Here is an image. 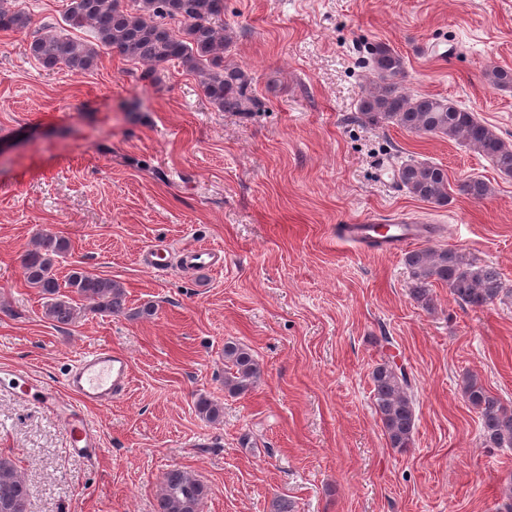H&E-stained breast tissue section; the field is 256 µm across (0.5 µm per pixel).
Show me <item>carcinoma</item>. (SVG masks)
I'll use <instances>...</instances> for the list:
<instances>
[{"mask_svg": "<svg viewBox=\"0 0 512 512\" xmlns=\"http://www.w3.org/2000/svg\"><path fill=\"white\" fill-rule=\"evenodd\" d=\"M66 0L65 22L88 28L95 43L87 44L56 33L38 32L29 44L30 55L45 69L65 67L75 75L94 69L100 50H110L145 66L140 81L152 82L158 67L177 61L199 77L204 96L219 111L248 116L263 109L250 72L224 64L229 37L216 21L224 15V0ZM180 23L178 29L168 21ZM33 26L32 15L16 0H0V31L22 32ZM369 86L357 103V118L372 127L394 125L417 135L460 141L488 159L500 172L512 176V145L475 113L444 98L411 95L403 89L407 68L404 56L386 44L370 49ZM496 88H512V70L492 66L486 73ZM397 184L414 197L438 207L448 205V171L442 166L406 158L397 166ZM457 191L475 201L491 188L480 178H469ZM70 249L56 235L41 234L20 256L27 284L47 296L46 315L60 325H71L86 312L122 315L128 312L122 287L79 268L64 280L53 272L56 260ZM405 263L415 281L414 295L427 296L428 286L441 282L462 306L483 308L504 292L496 267L478 264L455 250L430 246L409 252ZM261 376L249 349L224 344V390L230 396L247 394ZM373 398L389 447H410L414 431L412 378L407 368L386 358L371 373ZM467 402L480 413L486 441L497 448L512 447V410L505 409L482 384L470 379L463 387ZM200 415L220 421L223 406L208 398L196 401ZM208 485L181 468L164 473L157 512H199ZM0 512H30V493L16 462L0 456Z\"/></svg>", "mask_w": 512, "mask_h": 512, "instance_id": "carcinoma-1", "label": "carcinoma"}]
</instances>
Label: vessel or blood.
Returning <instances> with one entry per match:
<instances>
[{
	"label": "vessel or blood",
	"instance_id": "b4317fda",
	"mask_svg": "<svg viewBox=\"0 0 512 512\" xmlns=\"http://www.w3.org/2000/svg\"><path fill=\"white\" fill-rule=\"evenodd\" d=\"M142 263L151 270L164 271L170 268V255L166 247L155 245L143 251ZM222 254L209 246H195L186 249L181 256L183 266L195 269H210L220 265ZM129 384V360L108 348L89 352L70 366L65 387L77 396L78 405L64 403L58 392L47 386H40L42 403L65 413L69 418L71 450L82 455L95 454L98 440L89 428L80 406H105L121 395Z\"/></svg>",
	"mask_w": 512,
	"mask_h": 512
}]
</instances>
